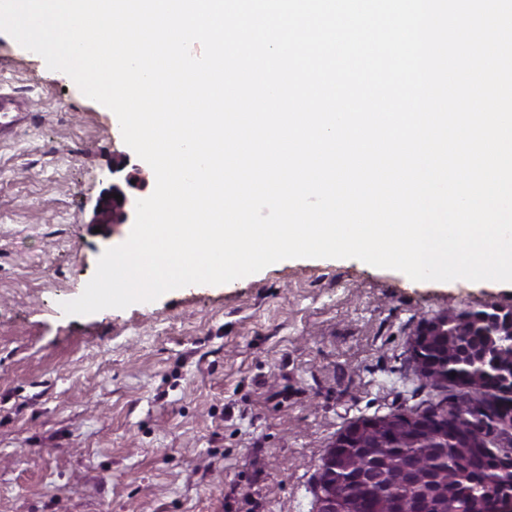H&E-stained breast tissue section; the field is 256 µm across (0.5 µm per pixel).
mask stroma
Returning <instances> with one entry per match:
<instances>
[{"mask_svg":"<svg viewBox=\"0 0 512 512\" xmlns=\"http://www.w3.org/2000/svg\"><path fill=\"white\" fill-rule=\"evenodd\" d=\"M0 512H317L336 436L423 409L409 339L447 309L512 294L496 281L416 282L357 259H286L222 285L71 316L105 250L95 206L125 154L116 115L0 32Z\"/></svg>","mask_w":512,"mask_h":512,"instance_id":"35a3bbf8","label":"stroma"}]
</instances>
